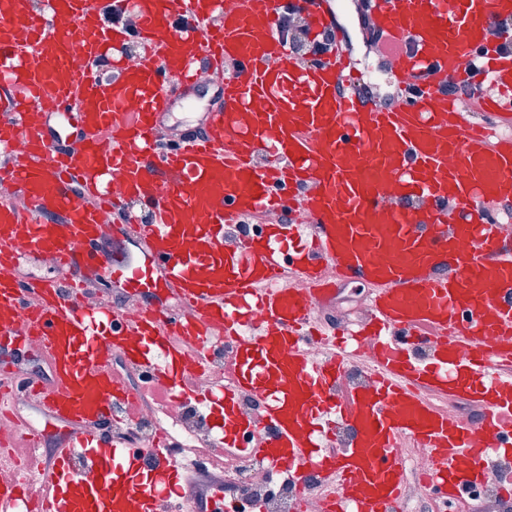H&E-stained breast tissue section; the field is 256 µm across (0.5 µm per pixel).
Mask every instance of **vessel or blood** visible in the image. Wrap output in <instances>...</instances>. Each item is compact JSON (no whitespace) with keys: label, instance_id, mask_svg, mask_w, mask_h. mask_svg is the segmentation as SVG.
Here are the masks:
<instances>
[{"label":"vessel or blood","instance_id":"vessel-or-blood-1","mask_svg":"<svg viewBox=\"0 0 512 512\" xmlns=\"http://www.w3.org/2000/svg\"><path fill=\"white\" fill-rule=\"evenodd\" d=\"M292 4L312 34L337 31L334 0ZM113 5L144 19L142 54H127L123 29L84 38L94 0H45L49 20L23 40L0 26V180L22 197L0 205V386L15 388L16 353L33 347L45 373L25 388L65 428L53 463L30 460L0 489V512H126L132 498L139 512H172L165 490L180 474L164 442L144 452L112 424L143 417L142 391L163 404L191 395L200 355L228 339L234 385L209 394L228 452L267 456L301 487L318 471L326 512H405L394 450L412 438L441 500L463 502L489 474L486 448L512 446V226L501 218L512 134L495 131L512 124V54L482 37L512 0H366L398 86L386 100L356 91L364 75L346 43L311 60L289 49L272 0ZM478 52L491 86L473 92L480 124L442 90L467 86ZM107 55L108 86L95 75ZM201 66L223 75L217 103L158 139L173 106L197 101ZM34 99L42 111H29ZM129 203L148 223L109 225ZM49 253L54 277L19 274ZM105 280L136 309L92 302L89 283ZM339 280L374 287L372 316L336 323L335 354L310 360L307 323ZM363 338L373 382L337 392ZM428 344L438 351L423 366ZM116 355L149 375L145 390L126 384ZM421 389L476 399L481 415L456 419ZM245 395L261 421L239 413ZM333 418L356 433L335 455L321 446ZM18 422L0 414L16 452L41 446ZM77 454L95 482L74 470Z\"/></svg>","mask_w":512,"mask_h":512}]
</instances>
